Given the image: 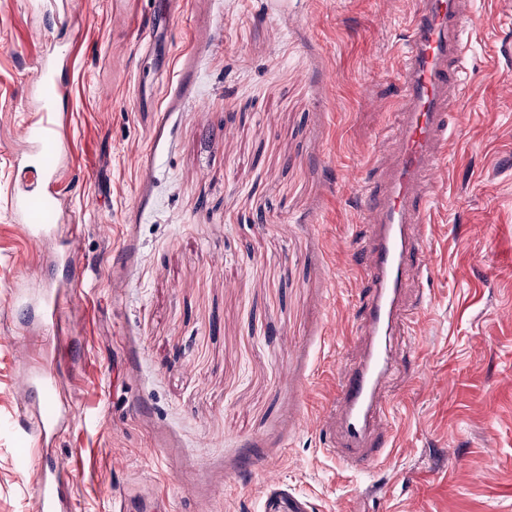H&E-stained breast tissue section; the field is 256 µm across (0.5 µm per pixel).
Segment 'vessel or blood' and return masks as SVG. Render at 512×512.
I'll return each mask as SVG.
<instances>
[{
  "label": "vessel or blood",
  "instance_id": "1",
  "mask_svg": "<svg viewBox=\"0 0 512 512\" xmlns=\"http://www.w3.org/2000/svg\"><path fill=\"white\" fill-rule=\"evenodd\" d=\"M462 0H417L406 26L405 59L399 71L400 94L390 137L396 150L390 163L358 182L355 192L362 223L369 234L355 253L362 290L355 333L364 341L358 362L344 373L330 413L338 446L333 453L351 469L368 470L389 435L388 383L395 370L392 339L411 335L414 312L403 303L408 280L422 273L426 251L424 224L430 186L456 121L453 94L459 88L457 64L467 50ZM37 20L51 18L61 29L74 19L67 0H28ZM64 47L51 44L32 67L27 86L38 112L21 127L19 166L38 170L37 184H18L10 199L15 224L26 240L47 239L63 210L55 183L63 159L57 115L70 104ZM31 310L55 332L54 351L44 354L21 384L36 401L23 429L44 443L60 419L74 408L53 403L65 363L58 349L70 339L73 323L66 315L64 294L47 291ZM72 475L57 458L42 457L36 468L39 512H71Z\"/></svg>",
  "mask_w": 512,
  "mask_h": 512
}]
</instances>
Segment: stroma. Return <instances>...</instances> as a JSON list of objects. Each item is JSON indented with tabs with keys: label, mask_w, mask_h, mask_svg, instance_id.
I'll return each mask as SVG.
<instances>
[{
	"label": "stroma",
	"mask_w": 512,
	"mask_h": 512,
	"mask_svg": "<svg viewBox=\"0 0 512 512\" xmlns=\"http://www.w3.org/2000/svg\"><path fill=\"white\" fill-rule=\"evenodd\" d=\"M415 0H72L56 238L8 206L26 69L51 25L0 0V512H36L19 383L53 344L14 294L70 268L81 326L55 395L74 512L140 492L160 512H512V0L480 16L463 113L431 191L428 269L395 337L391 447L354 475L325 426L354 360L367 235L355 184L391 159L398 43ZM153 25L151 54L140 51ZM81 225L71 237L72 225Z\"/></svg>",
	"instance_id": "35a3bbf8"
}]
</instances>
